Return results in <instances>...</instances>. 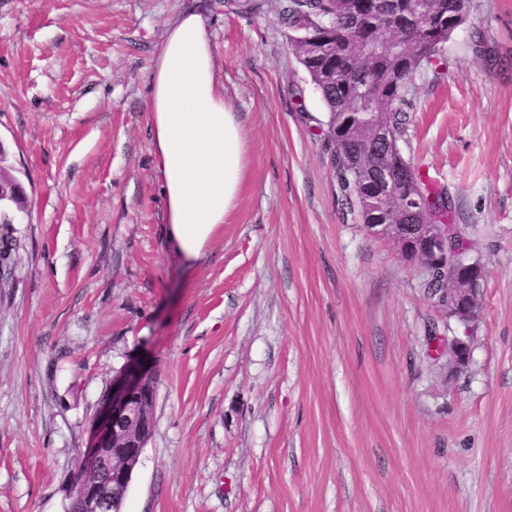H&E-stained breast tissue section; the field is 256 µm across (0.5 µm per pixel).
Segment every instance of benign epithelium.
Masks as SVG:
<instances>
[{"label":"benign epithelium","mask_w":512,"mask_h":512,"mask_svg":"<svg viewBox=\"0 0 512 512\" xmlns=\"http://www.w3.org/2000/svg\"><path fill=\"white\" fill-rule=\"evenodd\" d=\"M379 197L393 203L385 220L367 224L366 230L391 240L402 257L421 267L425 276L436 269H452L447 288L439 293L437 303L454 314L463 332L451 338L431 336L429 340L442 356L447 341L454 349L448 356L446 368L451 375L466 372L471 361L472 336L470 327L480 314L481 283L484 280L482 263L463 256L450 248V230L446 224L429 222L409 224L413 215L427 212L418 194L399 193L389 166L370 167ZM23 190L17 180L0 167V209H23ZM116 391L102 403V411L93 426V437L86 455L78 465L69 498L81 504V512H112L108 486L99 479L109 469L112 482L127 485L154 431L153 409L156 384L153 373L145 368L130 367L112 380Z\"/></svg>","instance_id":"obj_1"}]
</instances>
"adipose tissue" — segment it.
<instances>
[{
    "label": "adipose tissue",
    "mask_w": 512,
    "mask_h": 512,
    "mask_svg": "<svg viewBox=\"0 0 512 512\" xmlns=\"http://www.w3.org/2000/svg\"><path fill=\"white\" fill-rule=\"evenodd\" d=\"M202 10L181 13L154 60L147 99L150 133L162 174L165 240L186 263L203 258L236 206L246 169L237 112L215 77Z\"/></svg>",
    "instance_id": "adipose-tissue-1"
}]
</instances>
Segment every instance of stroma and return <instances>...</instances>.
<instances>
[{
    "label": "stroma",
    "instance_id": "stroma-1",
    "mask_svg": "<svg viewBox=\"0 0 512 512\" xmlns=\"http://www.w3.org/2000/svg\"><path fill=\"white\" fill-rule=\"evenodd\" d=\"M191 0H0V144L23 186L0 284V512H65L112 380L156 377L122 512H512V0L405 94L403 155L478 229L468 372L422 272L344 220L284 0H208L247 168L204 258L167 249L146 102Z\"/></svg>",
    "mask_w": 512,
    "mask_h": 512
}]
</instances>
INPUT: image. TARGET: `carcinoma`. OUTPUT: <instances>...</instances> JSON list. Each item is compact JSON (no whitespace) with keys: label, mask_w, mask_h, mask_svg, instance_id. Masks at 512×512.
<instances>
[{"label":"carcinoma","mask_w":512,"mask_h":512,"mask_svg":"<svg viewBox=\"0 0 512 512\" xmlns=\"http://www.w3.org/2000/svg\"><path fill=\"white\" fill-rule=\"evenodd\" d=\"M470 0H288L283 14L288 46L305 68L325 104L338 204L358 224H376L381 207L369 202L373 183L366 170L375 160L390 164L400 187L435 199L430 217L450 226L452 243L471 249L465 230L452 219L446 194L403 153L395 152L405 132L404 94L465 20ZM310 36L320 50H303ZM384 113L391 140L354 138L374 113Z\"/></svg>","instance_id":"obj_1"}]
</instances>
